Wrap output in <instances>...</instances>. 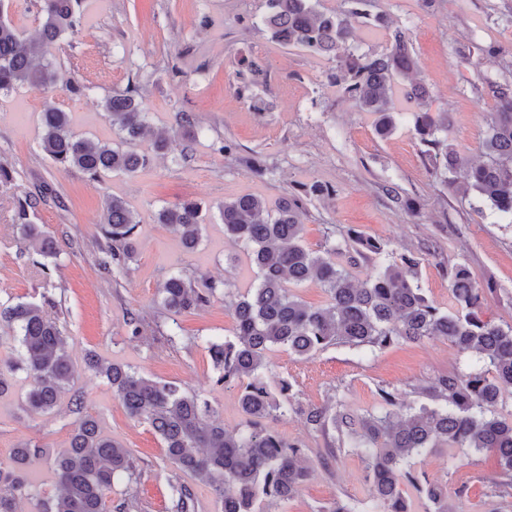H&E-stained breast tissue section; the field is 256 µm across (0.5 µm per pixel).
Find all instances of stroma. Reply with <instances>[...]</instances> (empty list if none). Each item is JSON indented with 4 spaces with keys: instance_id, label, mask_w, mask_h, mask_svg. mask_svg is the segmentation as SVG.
Instances as JSON below:
<instances>
[{
    "instance_id": "stroma-1",
    "label": "stroma",
    "mask_w": 512,
    "mask_h": 512,
    "mask_svg": "<svg viewBox=\"0 0 512 512\" xmlns=\"http://www.w3.org/2000/svg\"><path fill=\"white\" fill-rule=\"evenodd\" d=\"M83 7L79 34L48 54L57 83L46 91L0 94V163L13 175L11 183H0V308L36 302L45 293L54 299L51 314L68 334L71 389L82 399L78 413L65 399L49 413H30L25 409L30 381L21 372L13 389L0 396V461H8L23 443L47 450L28 464L36 488L54 494L48 456L68 447L80 415L86 414L135 460L140 512H166L176 467L150 425L130 418L111 385L87 371L90 352L104 363L199 394L225 430L242 427L238 389L216 384L207 351L208 340L223 339L233 324L222 298L173 317L158 296L173 274L195 282L227 279L241 293L252 286L253 268L241 245L224 232L218 211L224 200L252 194L275 206L311 183L331 186L333 195L308 204L307 247L322 249L327 231L340 236L351 228L382 240L394 254L413 253L422 259V287L444 311L454 306L448 274L466 265L480 285L493 288L482 308L484 318L512 325V224L476 195L461 197L430 176L412 116L380 137L373 114L358 111L327 85V60L272 43L255 26L261 0H84ZM375 8L386 12L393 26L407 29L420 64L417 78L430 92L426 110L447 113L450 142L467 161H482L485 115L495 104L487 83L512 76V0H431L427 5L376 0ZM489 41L499 43L503 55L480 56L478 45ZM243 56L257 58L268 71L266 83L254 89L267 105L264 112L250 110L237 91L235 72ZM75 83L86 85V93H72ZM130 85L139 86L149 123L135 150L150 151L158 136L169 139L166 151L148 167L92 179L57 168L42 152L41 114L48 108L67 112L76 134L115 145L118 136L103 101ZM179 112L192 115L195 139L172 134ZM221 139L237 144L235 158L214 151ZM45 186L53 194L30 211L29 219L56 241L60 254L55 258L24 242L15 226L17 198ZM392 187L420 203V216L393 201ZM112 196L122 198L137 220V253L120 272L99 263L105 201ZM184 199L206 207L192 250L157 221L162 207ZM133 316L144 324L145 337H132L128 321ZM171 327L177 334L169 341L164 334ZM267 363L270 387L290 382L297 405L340 403L362 414L378 408L383 389L424 403L419 387L464 368L465 359L448 342L427 340L373 357L340 346L308 358L275 348ZM270 426L301 441L314 469L294 498L270 512H319L336 499L350 501L357 512H372L375 501L356 454L346 451L322 463L326 439L294 412ZM411 469L419 479L445 485L456 512H512V501L491 494L497 463L488 452L430 448L412 458ZM463 485L467 495L457 496Z\"/></svg>"
}]
</instances>
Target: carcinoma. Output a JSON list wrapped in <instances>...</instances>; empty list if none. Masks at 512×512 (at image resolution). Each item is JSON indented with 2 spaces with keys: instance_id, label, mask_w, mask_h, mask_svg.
<instances>
[{
  "instance_id": "cac0c4a2",
  "label": "carcinoma",
  "mask_w": 512,
  "mask_h": 512,
  "mask_svg": "<svg viewBox=\"0 0 512 512\" xmlns=\"http://www.w3.org/2000/svg\"><path fill=\"white\" fill-rule=\"evenodd\" d=\"M265 12L257 22L269 39L288 48L301 49L334 63L329 84L361 112L376 115L375 130L391 135L402 114L396 94L410 102L429 97L427 87L409 75L418 67L407 30L390 29L386 15L372 12L373 0H345L338 13L323 7L322 0H264ZM10 0H0V92L19 88L43 90L56 80L52 64L33 58L76 34L83 19V0H41L43 22L37 39L26 41L5 16ZM388 31L389 45L381 53H360L355 45L356 26ZM243 87L265 81L262 66L250 57L238 62ZM495 109L487 119L483 143L485 160L470 164L448 142V126L428 112L414 113V131L426 147L423 162L440 183L466 195L476 192L499 215L512 223V82L487 81ZM139 88L114 90L104 100L112 127L124 142L144 136L148 113ZM41 146L48 158L63 169H77L89 176L104 171L134 174L146 168L150 157L130 149L95 142L76 135L68 113L50 108L42 114ZM174 134L194 137V121L186 112L175 115ZM464 170L458 185L454 174ZM332 194L320 183L304 193L291 194L277 209L257 196L226 200L219 206L225 233L239 242L255 270V282L244 294L232 283L204 282L198 288L181 275L169 277L160 288L161 303L179 316L210 303L224 288V303L233 317L231 335L208 343L216 383L239 389L245 423L238 431L224 430L211 406L196 394L170 383L143 376L119 364H104L94 354L87 368L103 377L130 417L147 422L159 436L166 458L179 470L214 487L222 512H269L293 498L311 477L304 449L267 428L264 421L296 410L292 385L280 383L272 391L266 381L267 352L280 347L304 358L330 346H347L371 353L403 343L444 340L471 362L467 372L450 373L431 380L420 393L436 402L431 407H408L402 393L380 390L381 408L364 414L339 405H310L300 409L308 426L324 436L339 434L341 447L326 449L336 458L347 447L365 464V479L372 486L379 512H411L404 484L418 479L409 460L428 448H475L495 456L502 478L492 481L501 496L512 497V418L496 413L502 386L512 388V325L503 327L482 316V305L492 288L479 286L464 265L448 274L455 307L443 312L428 299L419 283L422 258L412 253L379 266L357 282L350 268L369 255L386 252V243L352 230L347 239L325 237L323 249L304 245V216L313 197ZM43 196L30 193L18 201L16 223L20 234L39 244L47 257H57L55 243L28 219ZM203 206L194 200L166 206L158 222L178 234L191 250L199 242ZM136 220L117 197L106 204L101 265L121 271L135 258ZM315 281L327 293L328 304H305L292 286ZM43 302H18L0 310V320L13 329L16 345L0 356V395L9 389L6 374L23 371L31 379L27 409L46 413L68 390L72 367L62 328L48 318ZM44 453L25 443L12 449L8 462H0V512H21L23 499L36 500L37 512H106L107 493L114 479L126 476L138 483L140 473L128 450L105 436L97 420L81 417L69 447L50 457L57 493L43 497L29 482L27 461ZM168 512H196L197 502L185 484L171 485ZM420 493L433 512H454L448 490L425 482Z\"/></svg>"
}]
</instances>
